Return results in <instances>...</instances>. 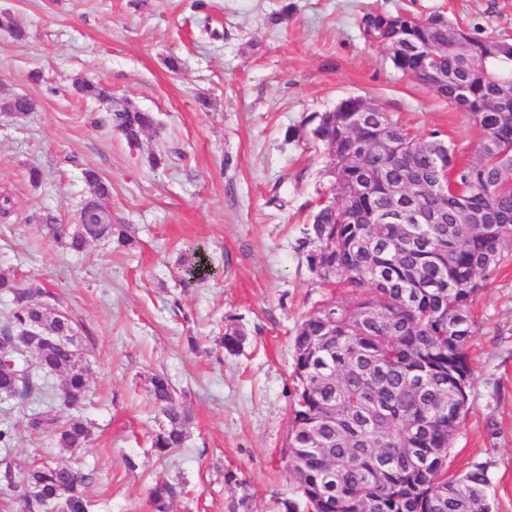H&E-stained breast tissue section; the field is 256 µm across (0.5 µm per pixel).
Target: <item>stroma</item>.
<instances>
[{"label":"stroma","instance_id":"stroma-1","mask_svg":"<svg viewBox=\"0 0 512 512\" xmlns=\"http://www.w3.org/2000/svg\"><path fill=\"white\" fill-rule=\"evenodd\" d=\"M193 2L0 0L30 33L17 42L0 32V101L37 102L26 118L0 111V193L16 202L0 224V272L54 292L78 322L91 386L74 414L91 431L78 454L93 475L91 512H152L150 491L162 480L184 488L171 512H231L242 498L243 512H285V501L300 500L287 454L293 338L325 300L344 297L307 262L308 217L330 183L303 124L360 96L418 138L440 132L460 162L477 161L479 128L395 70L387 47L363 37L361 19L441 12L474 36L512 38V0ZM206 16L217 37L199 27ZM173 56L181 72L167 67ZM77 78L154 112L158 129L129 148L106 105L75 93ZM154 152L168 155V167H150ZM33 166L44 174L37 186ZM87 169L111 182L112 221L128 225L134 246L101 240L65 252L40 230L46 211L77 222ZM189 244L211 274L184 288L172 270ZM476 321L450 470L486 463L496 512H512V251L489 276ZM233 329L242 338L230 352L219 338ZM156 374L191 416L183 447L163 457L151 446L163 424L148 397ZM30 412L0 401V419L14 428L11 458L60 456L49 434L28 429Z\"/></svg>","mask_w":512,"mask_h":512}]
</instances>
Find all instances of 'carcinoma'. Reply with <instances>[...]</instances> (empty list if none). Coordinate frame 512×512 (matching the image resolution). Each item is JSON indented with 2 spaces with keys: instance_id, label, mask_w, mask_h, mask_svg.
I'll use <instances>...</instances> for the list:
<instances>
[{
  "instance_id": "carcinoma-1",
  "label": "carcinoma",
  "mask_w": 512,
  "mask_h": 512,
  "mask_svg": "<svg viewBox=\"0 0 512 512\" xmlns=\"http://www.w3.org/2000/svg\"><path fill=\"white\" fill-rule=\"evenodd\" d=\"M361 25L378 31L389 47L403 42L418 52L395 53L396 69L455 104L481 129L497 130L499 148L512 153V116L477 112L497 89V81L512 82V41L479 38L440 13L422 18L408 13H368ZM0 30L23 41L27 32L8 10L0 11ZM441 71L457 83L439 87L433 74ZM76 90L111 105L112 127L127 145L139 147L141 137L159 126L151 112L129 101L112 103L109 89L87 80ZM368 119L359 112H323L309 119L312 130L336 145V201H320L306 230L310 269L326 258L342 269L337 284L346 290L344 301H329L300 326L294 337L297 399L288 435L290 464L300 481L307 512H492L488 465L474 463L459 475L448 476V452L467 398L472 367L468 341L475 333L473 307L492 270L479 266L481 255L512 246V223L496 225L492 235L476 224L455 220L457 198L433 193L444 173L457 174L469 200L490 203L492 216H512V186L500 181L494 157L480 151L477 162L460 164L455 149L443 154L428 150L439 140L433 131L426 139L413 137L375 103ZM0 110L24 118L32 112L30 98L13 96ZM366 145L352 153V140ZM403 147L399 153L387 144ZM421 205L447 214L446 224L419 226L424 243L410 245L400 224H377L374 216L389 205V184L410 183ZM374 179L367 195H353L363 178ZM91 199L80 209L78 223L68 227L46 212L39 216L54 242L66 251H81L92 241L133 240L124 225L112 223L108 202L112 184L88 170ZM363 237L373 245H357ZM177 269L189 278L208 276L199 248H185ZM370 296L363 298L360 290ZM0 293L11 298L10 322L0 327V343L31 352L35 362L10 367L0 363V399L24 405L43 395L42 380L61 376L62 404L83 405L89 393L90 369L80 356L73 317L59 308L55 295L41 288H21L0 273ZM376 316H367V309ZM150 397L167 420L153 436L158 455L182 447L191 425L168 380L150 378ZM375 401L385 411L373 425L358 408ZM418 421L429 423L423 445L430 454L425 471L410 470L405 458L415 440L410 434ZM35 432L53 435L56 446L73 454L84 447L90 429L82 419L60 420L54 398L28 415ZM22 479L11 484L14 499L24 512H89L85 488L91 476L73 465V458L19 465ZM182 489L158 482L151 492L154 512H170Z\"/></svg>"
}]
</instances>
